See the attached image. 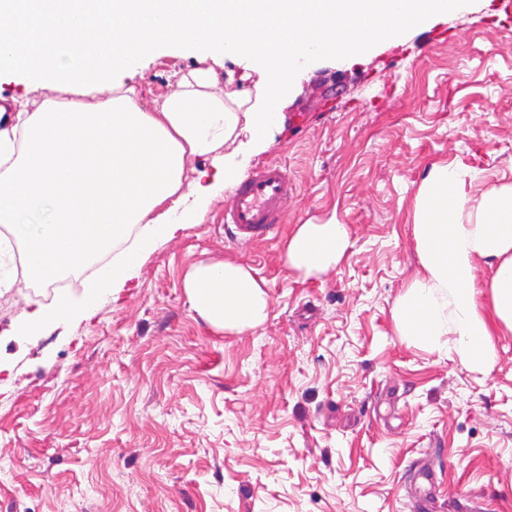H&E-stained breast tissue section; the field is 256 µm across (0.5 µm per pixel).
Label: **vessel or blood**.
Wrapping results in <instances>:
<instances>
[{"label":"vessel or blood","instance_id":"vessel-or-blood-1","mask_svg":"<svg viewBox=\"0 0 512 512\" xmlns=\"http://www.w3.org/2000/svg\"><path fill=\"white\" fill-rule=\"evenodd\" d=\"M293 184L285 166L270 161L251 169L224 200V222L233 242L255 244L277 235L293 199ZM422 485L412 500L413 512H426L433 471H418Z\"/></svg>","mask_w":512,"mask_h":512}]
</instances>
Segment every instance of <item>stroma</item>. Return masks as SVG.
<instances>
[{
  "label": "stroma",
  "instance_id": "stroma-1",
  "mask_svg": "<svg viewBox=\"0 0 512 512\" xmlns=\"http://www.w3.org/2000/svg\"><path fill=\"white\" fill-rule=\"evenodd\" d=\"M471 0L370 52L301 63L279 110L301 112L233 154L284 164L288 224L336 218L351 247L303 278L284 238L238 246L224 199L142 258L139 285L78 327L13 335L30 291L0 290V512H411L419 465L433 512H512V332L489 317L492 362L401 336L394 306L420 268L410 224L431 166L512 184V13ZM195 64L187 47L132 78L145 103ZM202 260L253 268L270 316L229 333L192 308Z\"/></svg>",
  "mask_w": 512,
  "mask_h": 512
}]
</instances>
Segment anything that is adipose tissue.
Returning <instances> with one entry per match:
<instances>
[{
  "label": "adipose tissue",
  "mask_w": 512,
  "mask_h": 512,
  "mask_svg": "<svg viewBox=\"0 0 512 512\" xmlns=\"http://www.w3.org/2000/svg\"><path fill=\"white\" fill-rule=\"evenodd\" d=\"M461 7L462 0H0V76L24 79L29 91L0 107V226L21 246L31 282L50 276L53 259L71 276L83 273L76 226L111 225L114 253L80 297L30 302L15 335L90 320L98 303L138 281L142 256L196 223L200 205L241 177L221 148L244 134L259 143L279 125L287 73L302 59L364 54ZM163 45L194 49L197 64L174 72L171 91L148 111L136 86L117 76L136 72ZM227 56L266 64L262 104L250 91L221 89L214 64ZM57 90L68 99H53ZM38 92L43 100L32 103ZM202 157L214 173L185 184L187 162ZM477 179L456 164L433 166L423 178L412 224L421 269L395 320L400 335L434 347L447 338L449 350L481 369L490 334L482 293L512 331V185L473 196L466 186ZM173 198L185 205L177 220L162 210ZM349 246L345 225L308 221L294 226L283 263L321 274ZM183 286L216 329L241 333L268 319L267 283L246 265L201 263Z\"/></svg>",
  "instance_id": "adipose-tissue-1"
}]
</instances>
